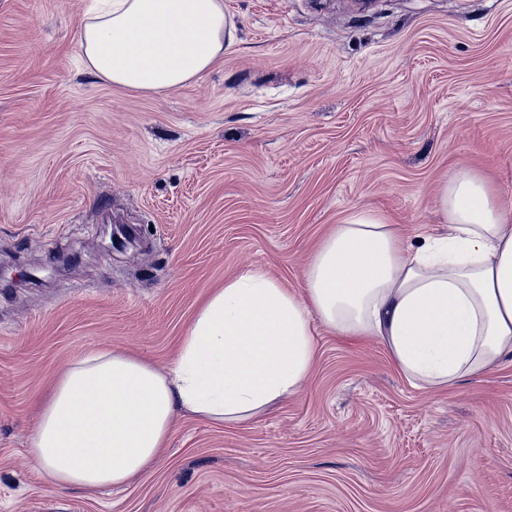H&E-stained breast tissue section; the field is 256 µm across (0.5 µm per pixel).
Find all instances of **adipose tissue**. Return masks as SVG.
I'll list each match as a JSON object with an SVG mask.
<instances>
[{
  "label": "adipose tissue",
  "mask_w": 512,
  "mask_h": 512,
  "mask_svg": "<svg viewBox=\"0 0 512 512\" xmlns=\"http://www.w3.org/2000/svg\"><path fill=\"white\" fill-rule=\"evenodd\" d=\"M234 40L224 0H95L78 35L99 78L152 93L207 72ZM438 203L448 232L417 247L379 212H352L315 251L303 293L261 269L225 281L168 372L115 351L73 362L41 402L32 460L57 486L134 482L155 468L177 412L241 422L297 395L316 360V320L380 341L415 386L446 389L497 367L512 357V208L469 170Z\"/></svg>",
  "instance_id": "adipose-tissue-1"
}]
</instances>
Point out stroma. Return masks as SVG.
<instances>
[{
    "mask_svg": "<svg viewBox=\"0 0 512 512\" xmlns=\"http://www.w3.org/2000/svg\"><path fill=\"white\" fill-rule=\"evenodd\" d=\"M85 7L0 0V512H512L511 362L417 388L318 322L298 395L178 414L132 485L36 469L39 403L90 351L167 370L211 289L260 268L302 291L356 209L419 245L455 172L512 204V0H224L223 62L149 95L86 67Z\"/></svg>",
    "mask_w": 512,
    "mask_h": 512,
    "instance_id": "1",
    "label": "stroma"
}]
</instances>
